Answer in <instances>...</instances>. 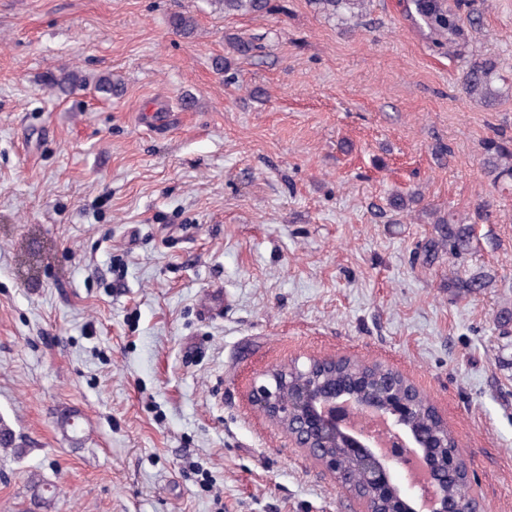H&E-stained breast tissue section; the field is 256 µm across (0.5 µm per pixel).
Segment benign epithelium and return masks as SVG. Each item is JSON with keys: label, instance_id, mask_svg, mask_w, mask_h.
Wrapping results in <instances>:
<instances>
[{"label": "benign epithelium", "instance_id": "benign-epithelium-1", "mask_svg": "<svg viewBox=\"0 0 512 512\" xmlns=\"http://www.w3.org/2000/svg\"><path fill=\"white\" fill-rule=\"evenodd\" d=\"M336 357L311 358L272 369L253 382L248 399L275 421L296 447L304 448L341 488L342 468L363 475V512L376 502L386 512H481L472 495L448 499V475L466 466L460 446L448 447L438 411L418 414L425 395L391 383L380 386L378 366L361 364L336 378L327 366Z\"/></svg>", "mask_w": 512, "mask_h": 512}]
</instances>
